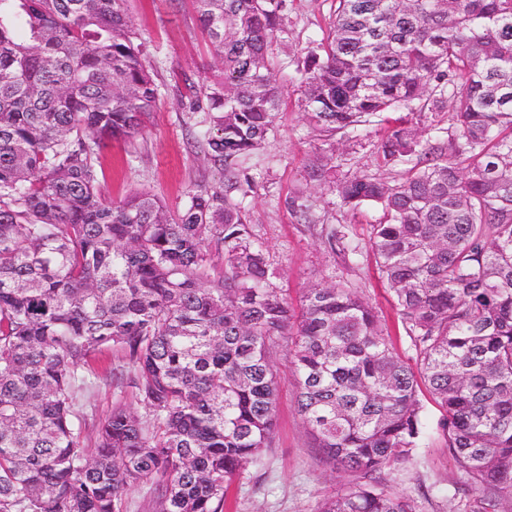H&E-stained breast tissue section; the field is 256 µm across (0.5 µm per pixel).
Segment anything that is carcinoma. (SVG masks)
<instances>
[{
	"label": "carcinoma",
	"instance_id": "1",
	"mask_svg": "<svg viewBox=\"0 0 512 512\" xmlns=\"http://www.w3.org/2000/svg\"><path fill=\"white\" fill-rule=\"evenodd\" d=\"M125 2L0 0V512H124L141 486L156 512H224L274 444L282 351L317 447L356 477L318 512H417L376 475L419 448L421 381L478 512H512V0H336L297 62L321 141L308 177L382 210L370 250L414 367L354 289L316 284L294 306L248 224L243 164L275 129L288 0H192L217 60L191 90L192 144L222 182L176 214L146 188L103 195L101 149L158 100ZM448 106V147L398 117L378 157L399 178L337 177L336 134ZM291 206L316 223L308 200ZM106 349L143 414L114 405L87 448L80 396Z\"/></svg>",
	"mask_w": 512,
	"mask_h": 512
}]
</instances>
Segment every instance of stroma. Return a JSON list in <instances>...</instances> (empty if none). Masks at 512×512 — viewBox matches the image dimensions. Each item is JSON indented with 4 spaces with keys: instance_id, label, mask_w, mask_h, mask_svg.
<instances>
[{
    "instance_id": "obj_1",
    "label": "stroma",
    "mask_w": 512,
    "mask_h": 512,
    "mask_svg": "<svg viewBox=\"0 0 512 512\" xmlns=\"http://www.w3.org/2000/svg\"><path fill=\"white\" fill-rule=\"evenodd\" d=\"M126 7L149 40V53L158 69L159 99L140 135L102 149L101 186L113 201L133 190L149 189L177 212L194 184L203 180L215 185L222 179L221 170L191 152L186 140V85L206 84L214 74L213 58L196 25L191 0H128ZM334 8V0H288V39L277 47L283 63L281 106L274 138L250 163L256 192L246 201L248 220L267 242L270 260L280 273L278 283L292 302H299L303 288L311 282L336 281L357 288L375 307L396 351L411 359L415 351L369 248L371 226L380 221L381 211L372 206L354 213L341 208L337 196L310 182L306 173L317 139L299 108L296 61L312 41L326 36ZM380 129L376 122L365 137L343 136V153L337 158L341 176L393 179V171L377 163ZM300 188L318 219L315 225L297 223L290 210V200ZM332 227L359 244L357 257L346 258L331 250L326 232ZM123 363V356L110 350L91 362L98 379L81 397L86 445L94 444L96 428L113 405L121 403L134 412L140 409L130 384L112 379V370ZM277 365L281 385L274 446L230 486L224 512H316L323 498L353 481L316 448L298 412L297 389L287 364L281 359ZM419 399L425 409V442L401 472L385 478L384 484L412 498L418 512H473L478 495L467 485L448 448L440 427L443 411L428 391H420Z\"/></svg>"
}]
</instances>
